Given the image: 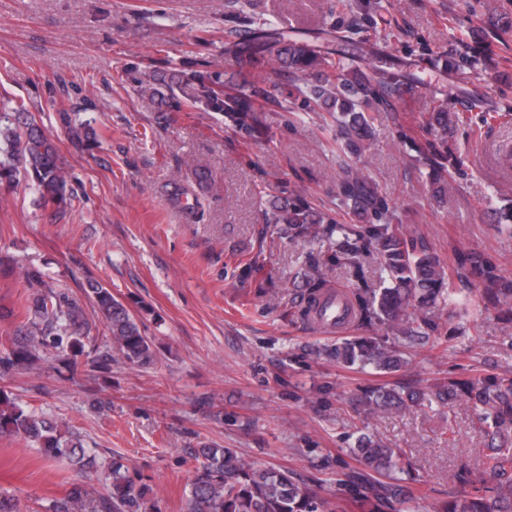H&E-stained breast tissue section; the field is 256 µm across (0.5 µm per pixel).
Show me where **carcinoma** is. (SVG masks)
Returning <instances> with one entry per match:
<instances>
[{
	"instance_id": "cac0c4a2",
	"label": "carcinoma",
	"mask_w": 512,
	"mask_h": 512,
	"mask_svg": "<svg viewBox=\"0 0 512 512\" xmlns=\"http://www.w3.org/2000/svg\"><path fill=\"white\" fill-rule=\"evenodd\" d=\"M224 57L267 60L288 70V76L305 81L304 94L319 107L336 113L345 149L357 156L364 150L370 129L365 109L377 101H392L402 92V83L396 77L375 68L369 75L361 71L357 63H368L369 52L358 49L346 67L332 52L304 39H291L272 25H244L224 42ZM138 93L161 106L183 98L205 112L222 113L244 136L253 135L263 124L250 99L222 89L218 72L175 68L167 74L151 75L150 80L140 83ZM59 117L75 147L90 141L93 132L88 124L72 119L68 112L59 113ZM417 152L435 172V193L444 195L448 181L443 176L442 160L448 158V141L427 139ZM21 173L43 207L62 213L71 204L68 176L59 166L57 142L23 103L3 102L0 183H14ZM340 195L343 203L354 210L374 211L377 223L358 228L338 224L329 214L289 196L260 201L264 224L279 237L309 238L327 246V260L311 253L304 264L300 300H292L299 304L301 315L323 328L330 324L342 329L351 322H360L376 324L385 332L381 338H344L312 350V355L355 370L371 368L381 374H395L407 365L409 350L430 340L434 309L458 305L475 325L490 304L512 313V278L498 274L488 259L472 254L461 263L481 287L460 298L447 286L439 260L407 235L402 225L390 222L388 206L358 173L346 174ZM373 253L385 273L380 286L345 296L350 319L330 320L332 292L324 289L327 263L334 260L356 271ZM23 276L30 294L5 363L29 367L53 349L55 360L77 372L85 348L82 330L87 318L83 307L69 295L47 287L39 272L27 269ZM86 294L121 358L142 368L154 364L152 340L128 307L94 279L88 280ZM429 396L450 408L460 401L470 405L487 436L499 439L478 461L480 474L468 467L455 473L457 491L437 512H512V376L448 377L434 383L429 394L394 386L377 387L358 402L364 413L372 416L410 412ZM0 434L34 443L47 457L84 464L85 450L79 439L25 411L1 388ZM351 453L362 466V472L350 479L352 487H364L357 497L376 512L411 501L425 483V476L412 463L399 466L407 456L405 449L392 448L371 435H361ZM197 455L204 463L192 480L188 512H326L328 503L308 495L287 469L257 468L235 448L204 446ZM97 481L106 490L96 497L100 512L147 510L149 488L122 467L102 470Z\"/></svg>"
}]
</instances>
